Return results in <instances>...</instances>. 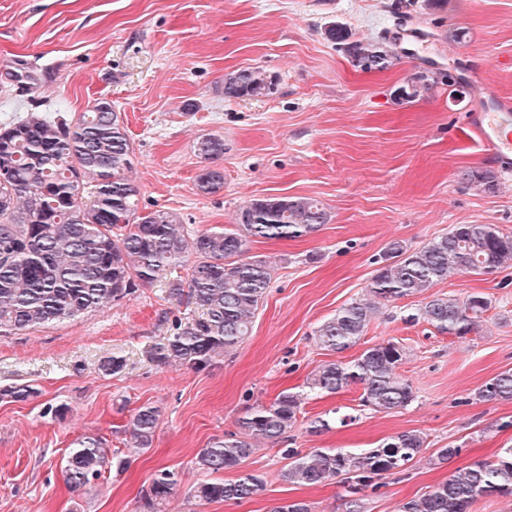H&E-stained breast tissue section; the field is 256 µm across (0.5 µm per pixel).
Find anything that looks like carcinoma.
Instances as JSON below:
<instances>
[{
    "label": "carcinoma",
    "mask_w": 512,
    "mask_h": 512,
    "mask_svg": "<svg viewBox=\"0 0 512 512\" xmlns=\"http://www.w3.org/2000/svg\"><path fill=\"white\" fill-rule=\"evenodd\" d=\"M325 38L342 50L355 67L383 70L396 60L381 43L355 39L343 24L325 28ZM437 78L424 72L396 88L394 97L414 102L432 92ZM274 81L256 69L224 78L227 98L259 97ZM206 160L224 155V142L208 136L197 142ZM132 146L124 123L111 103L99 101L71 119L31 115L0 127V331L72 320L95 311L152 283L172 266H189L187 281L170 283L169 294L184 295L202 310L201 317L176 325L154 360L199 370L240 345L251 332L252 318L269 288L271 267L245 256L250 238L288 240L317 231L328 222L321 201L312 197H263L239 209L236 223L189 234L180 219L165 210L141 213L139 187L128 177ZM462 180L494 192L498 177L491 170H469ZM202 194L224 188V173L206 165L196 179ZM512 265V235L492 224H456L448 233L410 249L389 244L367 293L324 321L316 336L323 348L346 350L366 332L376 305L410 296L424 302L411 319H423L451 336H465L489 310L480 294L464 300L430 290L452 271L492 274ZM404 351L393 343L365 349L350 362L329 361L309 379V389L335 394L351 385L362 387L361 402L378 412L407 407L414 400L408 380L397 373ZM28 386H8L1 397L25 401ZM484 402L512 400V370L482 385ZM301 395L281 392L268 405L258 404L239 420V433L215 439L196 457L209 473L237 468L253 454L256 442L277 441L295 425ZM158 410L142 406L125 426L133 447L149 448ZM417 430L398 433L360 454L340 448L288 450L281 471L289 485L315 486L344 477L348 512H361L357 494L377 489L378 480L401 474L424 448ZM128 460H114L101 439L85 436L67 456L66 483L79 489L110 466L123 471ZM177 485L174 473L161 470L144 492L149 512H159ZM262 486L254 474L202 482L193 496L204 502L242 501ZM483 496H512V448L493 461H474L456 469L448 480L403 505L402 512H470Z\"/></svg>",
    "instance_id": "obj_1"
}]
</instances>
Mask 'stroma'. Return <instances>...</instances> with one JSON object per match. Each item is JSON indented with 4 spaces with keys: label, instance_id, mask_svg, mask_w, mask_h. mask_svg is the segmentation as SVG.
Segmentation results:
<instances>
[{
    "label": "stroma",
    "instance_id": "1",
    "mask_svg": "<svg viewBox=\"0 0 512 512\" xmlns=\"http://www.w3.org/2000/svg\"><path fill=\"white\" fill-rule=\"evenodd\" d=\"M0 0V125L36 113L72 117L102 99L120 113L133 148L129 177L139 209L177 214L191 232L233 224L240 207L266 196L320 200L329 221L308 236L249 239L247 255L269 261L272 281L243 344L202 371L158 365L153 354L177 321L200 311L169 294L187 267L169 269L121 301L62 323L0 332V388L26 385L28 400L0 399V512H147L142 499L155 473H177L166 512H271L298 500L310 512H347L340 481L283 482L285 449L362 453L417 430L426 444L399 477L361 494L362 512H401L404 503L445 481L455 468L512 448V401L482 402L478 389L512 369V267L458 272L437 294H483L490 309L458 338L426 321L407 322L419 297L381 303L360 341L342 353L321 347L320 323L362 296L387 245L418 248L456 224H493L512 233V176L496 192L465 183L468 169H494L466 135L463 115L479 95L452 97L445 85L413 103L393 98L414 72L455 75L467 86L493 84L512 98V0ZM354 37L387 41L399 56L365 72L324 37L332 22ZM467 33L456 40V30ZM258 68L272 93L229 99L224 77ZM203 136L224 142L217 167L224 187L196 188ZM391 341L405 357L398 372L412 404L394 412L363 406L362 389L309 390L325 362H349ZM124 367L104 374L103 360ZM284 390L302 394L297 421L281 441L260 443L228 479L263 480L238 503L195 500L207 481L195 458L212 440L237 431L256 404ZM159 410L151 448L134 451L124 426L141 406ZM328 430L314 433L316 417ZM98 436L128 457L71 491L62 467L77 440ZM461 454L436 464L437 449Z\"/></svg>",
    "mask_w": 512,
    "mask_h": 512
}]
</instances>
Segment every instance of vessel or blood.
Instances as JSON below:
<instances>
[{"label": "vessel or blood", "instance_id": "vessel-or-blood-1", "mask_svg": "<svg viewBox=\"0 0 512 512\" xmlns=\"http://www.w3.org/2000/svg\"><path fill=\"white\" fill-rule=\"evenodd\" d=\"M479 93L489 98L490 104L486 111L467 113V129L479 145L487 148L494 155L501 168L511 173L512 131L504 132L498 121V114L512 109V99L491 94L485 86L480 88Z\"/></svg>", "mask_w": 512, "mask_h": 512}]
</instances>
